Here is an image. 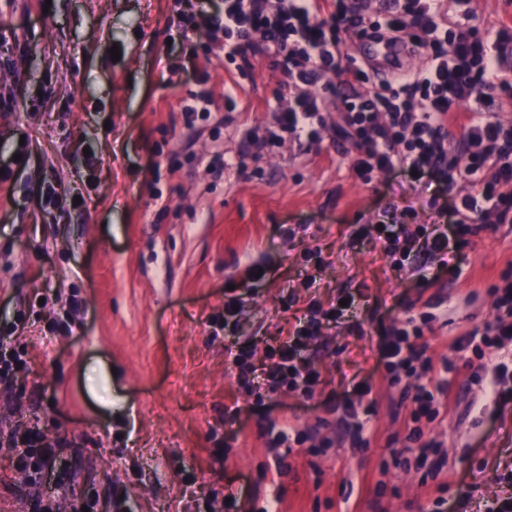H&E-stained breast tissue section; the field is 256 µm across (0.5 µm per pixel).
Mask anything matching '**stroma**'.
<instances>
[{"label": "stroma", "instance_id": "1", "mask_svg": "<svg viewBox=\"0 0 512 512\" xmlns=\"http://www.w3.org/2000/svg\"><path fill=\"white\" fill-rule=\"evenodd\" d=\"M188 8L0 0V161L21 145L28 157L0 191V324L37 291L50 296L10 338L27 366L12 390L0 389V437L22 428L65 442L33 486L0 447V512H39L53 496L66 510L91 493L96 512H113L116 489L125 512H229L230 498L250 512H485L512 495V403L457 383L447 411L424 426L440 456L393 458L411 404L362 352L434 296L443 303L424 337L430 355L442 354V337L490 320L485 289L512 266V223L458 238L462 272L441 273L438 285L422 284L413 264L391 269L377 241L385 211L413 205L420 224L431 214L410 177L361 183L348 144L327 137L257 149L243 132L263 120L281 75L255 57L249 99L229 110L232 82L210 56V36H178ZM204 89L214 93L210 114L187 127L179 105ZM217 151L228 163L220 175L205 164ZM255 263L269 276L251 286ZM230 288L258 362L309 299L353 294L306 351L324 379L312 397L259 404L239 385L224 353ZM74 312L83 324L70 332ZM368 321L374 335H355ZM356 379L371 384L377 407L363 448L346 425H319L328 402L358 404ZM285 418L305 445L267 447L263 426ZM473 481L478 491L461 499Z\"/></svg>", "mask_w": 512, "mask_h": 512}]
</instances>
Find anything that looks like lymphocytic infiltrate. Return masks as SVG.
<instances>
[{"label":"lymphocytic infiltrate","mask_w":512,"mask_h":512,"mask_svg":"<svg viewBox=\"0 0 512 512\" xmlns=\"http://www.w3.org/2000/svg\"><path fill=\"white\" fill-rule=\"evenodd\" d=\"M211 2L199 0L197 17L182 22L179 36L188 39L205 26L240 76H247L258 55L280 70L281 91L264 125L266 147L319 141L322 114L333 106L343 115L339 136L354 152L351 170L362 183L394 170L415 173L425 190L449 192L468 183L469 192L453 211L463 234H479L485 224L512 217V124L488 117L496 98L512 101L511 25L476 27L473 0H223L218 8ZM372 37L424 54V66L377 77L358 65L352 46ZM339 86L346 94L336 101ZM453 126L465 132L460 142L448 138ZM418 239L440 267L458 271L460 255L435 223L400 225L381 238V250L400 267ZM488 292L495 300L492 320L482 331L452 339L449 355L435 360L419 346L422 325L431 319L427 313L391 328L380 342L376 353L387 366L390 387L419 380L405 424L406 451L439 452L438 443L425 441L421 423L439 417L462 368L496 403L512 401V270H504ZM321 314L310 304L305 325L270 349L263 370H255L246 344L238 343L231 354L238 383L249 388L259 377L270 395L312 394L319 375L301 362L300 353ZM56 454L30 432L20 439L15 467L34 479Z\"/></svg>","instance_id":"obj_1"}]
</instances>
